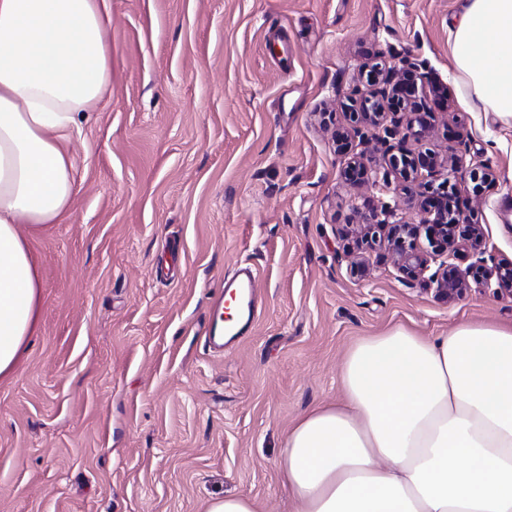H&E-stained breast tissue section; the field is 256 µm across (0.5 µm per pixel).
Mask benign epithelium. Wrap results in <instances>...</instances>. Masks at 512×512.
<instances>
[{"mask_svg":"<svg viewBox=\"0 0 512 512\" xmlns=\"http://www.w3.org/2000/svg\"><path fill=\"white\" fill-rule=\"evenodd\" d=\"M426 83L432 84L435 89L440 86L439 79L418 63L403 60L399 66L377 65L369 71L366 84L353 88L350 101L352 105L359 106L364 122L379 126L384 122L380 99L389 95H402L404 101L414 108L416 102L410 101V98L418 92V87ZM444 167L448 168L450 174L462 173L463 157L454 154L447 161L430 150H421L411 155L394 156L389 159V167L383 169L375 159L360 152L350 162L348 174L351 177L357 175L381 190L389 188L391 174L399 175L405 182L410 203L428 214L423 227L427 228L430 242L441 244L450 256L465 250L478 256L476 262L466 269L445 262L439 266L430 281L436 284V290L441 296L452 301L465 294L470 287L469 277L475 269L483 271L479 283L484 287H492L491 280H496L494 293L498 294L503 291V286H512V260L503 259L491 267L484 266V258L480 257L483 253V234L481 227L474 222L472 210L458 209L453 219H448L447 201L431 185V179ZM392 217L394 210L387 206L378 212H371L366 217L363 236L373 244L377 242L388 246L399 268L408 275H417L428 267V256L417 249L416 245L423 227L392 222Z\"/></svg>","mask_w":512,"mask_h":512,"instance_id":"obj_1","label":"benign epithelium"}]
</instances>
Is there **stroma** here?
Wrapping results in <instances>:
<instances>
[{
    "label": "stroma",
    "mask_w": 512,
    "mask_h": 512,
    "mask_svg": "<svg viewBox=\"0 0 512 512\" xmlns=\"http://www.w3.org/2000/svg\"><path fill=\"white\" fill-rule=\"evenodd\" d=\"M459 0H106L112 90L70 141L69 216L37 232L41 328L0 378V512H205L241 495L291 512L278 461L294 422L341 393L353 344L403 325L427 337L512 319V296L471 282L440 296L383 247L353 269L343 232L365 206L424 216L401 182L352 184L335 133L370 64L409 57L433 150L489 162L449 178L486 262L512 259V129L464 106L448 77ZM255 269L262 312L221 354L204 347L226 277Z\"/></svg>",
    "instance_id": "35a3bbf8"
}]
</instances>
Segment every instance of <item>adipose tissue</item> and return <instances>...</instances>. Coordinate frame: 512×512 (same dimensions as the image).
<instances>
[{
  "label": "adipose tissue",
  "mask_w": 512,
  "mask_h": 512,
  "mask_svg": "<svg viewBox=\"0 0 512 512\" xmlns=\"http://www.w3.org/2000/svg\"><path fill=\"white\" fill-rule=\"evenodd\" d=\"M449 26L464 103L512 128V0H460ZM111 31L106 0H0V377L40 327L18 227L72 208L66 145L112 88ZM340 378L284 441L294 512H512V322L437 338L395 326L358 340Z\"/></svg>",
  "instance_id": "1"
}]
</instances>
